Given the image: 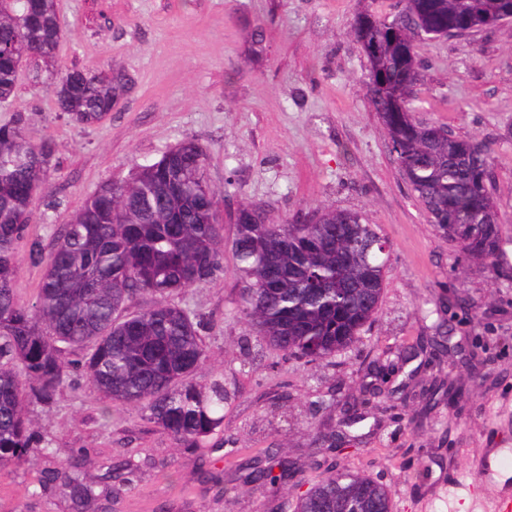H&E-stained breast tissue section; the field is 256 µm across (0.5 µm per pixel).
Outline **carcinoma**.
Wrapping results in <instances>:
<instances>
[{"label":"carcinoma","instance_id":"1","mask_svg":"<svg viewBox=\"0 0 512 512\" xmlns=\"http://www.w3.org/2000/svg\"><path fill=\"white\" fill-rule=\"evenodd\" d=\"M388 18L371 9L353 30L369 60L367 97L401 172L430 223L462 253L491 259L500 243L490 187L489 147L453 135L415 112L419 81L415 41L494 26L512 0H402ZM55 0H0V102L14 96L24 64L55 56L61 39ZM127 85L122 73L70 69L46 87L58 111L92 126ZM54 149L35 140L21 111L0 125V467L45 453L27 409L48 406L73 365L114 403L141 408L144 418L193 445L224 421L230 393L224 379L204 384L209 354L206 317L171 301L206 285L224 252V222L207 174V152L188 139L124 181L102 185L54 238L30 243L29 259L44 267L35 300L14 288L16 244L25 236L44 189ZM357 211L300 210L283 224L263 209L235 217L236 313L254 328L257 346L309 364L332 362L362 340L373 321L388 272L383 241ZM148 295L135 314L127 303ZM82 357L70 359L73 350ZM275 461L245 458L247 478L274 483ZM75 512L96 499L95 485L71 464L49 472ZM387 489L370 477L333 466L300 496L294 512H391Z\"/></svg>","mask_w":512,"mask_h":512}]
</instances>
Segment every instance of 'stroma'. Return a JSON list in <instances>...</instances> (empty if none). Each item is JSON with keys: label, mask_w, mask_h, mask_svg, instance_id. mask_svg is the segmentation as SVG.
Returning a JSON list of instances; mask_svg holds the SVG:
<instances>
[{"label": "stroma", "mask_w": 512, "mask_h": 512, "mask_svg": "<svg viewBox=\"0 0 512 512\" xmlns=\"http://www.w3.org/2000/svg\"><path fill=\"white\" fill-rule=\"evenodd\" d=\"M362 0H56L63 34L34 84L18 75L0 123L23 109L26 130L55 146L54 165L24 239L15 287L34 300L43 269L29 241L57 229L101 185L123 180L185 139L207 150L224 240L243 203L284 223L319 205L360 212L389 241V269L362 342L319 367L266 349L245 355L255 332L236 318L235 259L225 252L205 286L174 303L213 323L209 374L235 394L224 422L188 448L112 403L71 371L56 404L28 416L49 451L0 468V512H72L46 483L79 460L98 486L134 470L87 512H277L329 464L383 483L394 512H493L495 485L474 465L501 449L512 482V21L419 43L415 90L422 116L485 142L500 221L495 258L475 261L443 239L404 180L365 96L368 61L352 24ZM72 68L115 70L129 82L112 112L83 126L57 112L44 82ZM450 337L452 349H440ZM347 444L341 455L317 433ZM246 449L292 463L276 485L229 469ZM451 494L440 497L442 485Z\"/></svg>", "instance_id": "35a3bbf8"}]
</instances>
